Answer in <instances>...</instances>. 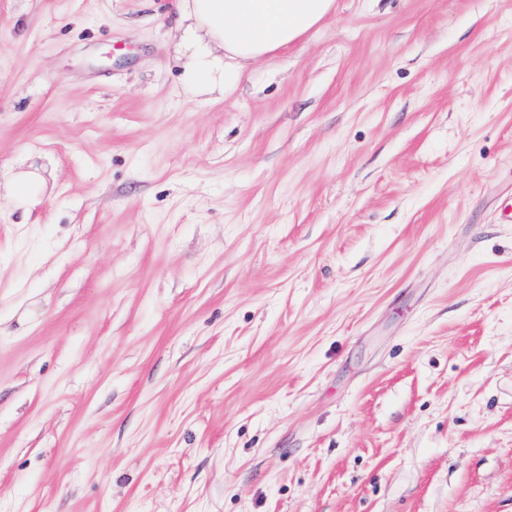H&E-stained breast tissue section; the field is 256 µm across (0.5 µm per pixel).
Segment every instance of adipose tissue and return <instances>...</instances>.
<instances>
[{"label": "adipose tissue", "mask_w": 512, "mask_h": 512, "mask_svg": "<svg viewBox=\"0 0 512 512\" xmlns=\"http://www.w3.org/2000/svg\"><path fill=\"white\" fill-rule=\"evenodd\" d=\"M174 37L192 96L226 92L252 64L287 48L335 10V0H173Z\"/></svg>", "instance_id": "1"}]
</instances>
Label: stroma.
<instances>
[{"label": "stroma", "instance_id": "obj_1", "mask_svg": "<svg viewBox=\"0 0 512 512\" xmlns=\"http://www.w3.org/2000/svg\"><path fill=\"white\" fill-rule=\"evenodd\" d=\"M170 3L0 0V512H512V0ZM183 84L192 96L225 94L252 64L297 42L335 0H173ZM11 184L15 197L26 202L38 196L42 190L40 176L32 171L19 172L12 176Z\"/></svg>", "mask_w": 512, "mask_h": 512}]
</instances>
